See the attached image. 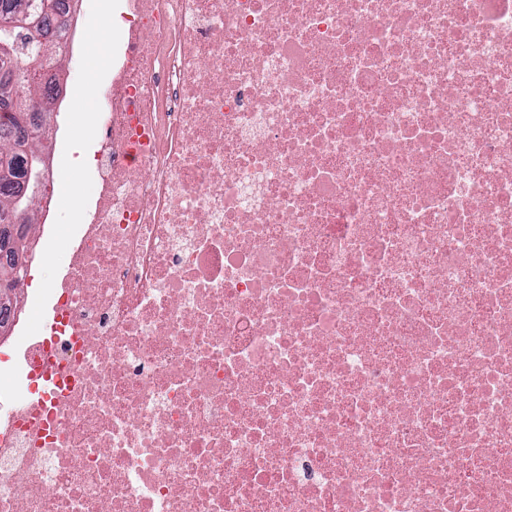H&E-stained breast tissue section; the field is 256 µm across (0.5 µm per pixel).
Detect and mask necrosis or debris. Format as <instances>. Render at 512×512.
Masks as SVG:
<instances>
[{"label": "necrosis or debris", "instance_id": "obj_1", "mask_svg": "<svg viewBox=\"0 0 512 512\" xmlns=\"http://www.w3.org/2000/svg\"><path fill=\"white\" fill-rule=\"evenodd\" d=\"M127 22L0 512H512V0Z\"/></svg>", "mask_w": 512, "mask_h": 512}]
</instances>
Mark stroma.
I'll list each match as a JSON object with an SVG mask.
<instances>
[{"label":"stroma","instance_id":"obj_1","mask_svg":"<svg viewBox=\"0 0 512 512\" xmlns=\"http://www.w3.org/2000/svg\"><path fill=\"white\" fill-rule=\"evenodd\" d=\"M124 0H106L104 7L87 6L77 21V45L72 58L65 60L60 74L63 92L50 118V134L56 137L60 149L56 164L61 174L57 187V202L53 212L46 216V225L38 229V236H46L50 224L68 225L84 218L83 196L86 190L87 164L78 162L77 149L82 145L96 146L98 136V104L95 71L85 69L83 57L105 63L109 54L119 51L126 41V27L121 19ZM28 267L32 283L26 286L19 304L18 322L30 316L29 299L37 287H49L57 280L58 264L47 261L39 245H32L28 253Z\"/></svg>","mask_w":512,"mask_h":512}]
</instances>
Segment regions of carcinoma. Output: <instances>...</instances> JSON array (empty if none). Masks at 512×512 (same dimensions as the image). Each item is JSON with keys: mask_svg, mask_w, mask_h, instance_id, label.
<instances>
[{"mask_svg": "<svg viewBox=\"0 0 512 512\" xmlns=\"http://www.w3.org/2000/svg\"><path fill=\"white\" fill-rule=\"evenodd\" d=\"M60 25L66 19L58 17L57 0H0V46L12 49L11 65L17 66L18 57L25 53L37 61L49 53L53 46L50 23ZM34 66L24 67L20 72L22 80H14L13 110L1 111L0 101V156L7 153L9 158L0 159V211L33 214V199L42 185L43 159L37 143L26 139V127L34 119L46 122L54 111L55 97L52 92L41 93L30 83ZM38 96L43 100L46 111L37 116L19 119L23 113L24 101ZM26 236L12 232L8 225L0 227V253L7 260L0 262V282L22 278L26 265Z\"/></svg>", "mask_w": 512, "mask_h": 512, "instance_id": "1", "label": "carcinoma"}]
</instances>
